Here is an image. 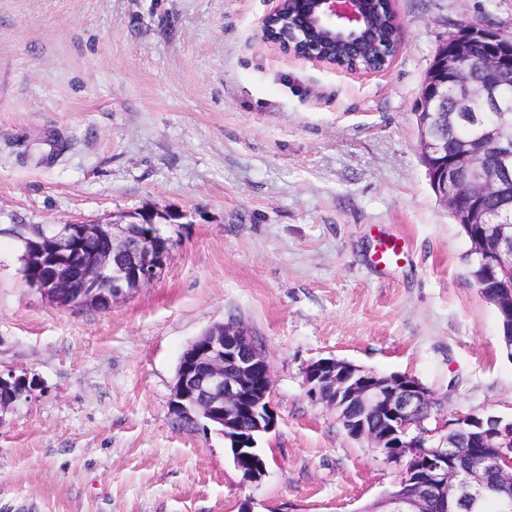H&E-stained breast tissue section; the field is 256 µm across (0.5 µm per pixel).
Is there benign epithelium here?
<instances>
[{
    "mask_svg": "<svg viewBox=\"0 0 512 512\" xmlns=\"http://www.w3.org/2000/svg\"><path fill=\"white\" fill-rule=\"evenodd\" d=\"M359 0H277L262 24V39L289 55L336 65L315 45H299L301 29L316 19L331 30L368 28L358 10ZM501 38L491 28L469 23L456 28L439 48L427 73L419 113V147L430 184L439 201L461 224L476 228L473 242L491 237L474 257L479 275L475 285L482 297L512 320V281H500L496 270L512 267V225L494 223L485 206L488 195L499 196L501 182L512 179V99L501 94L512 77V54L500 49ZM451 69H445L446 61ZM472 100L500 112L503 124L481 127L477 135L448 151V122ZM180 220L165 209L131 211L118 220L74 221L42 233L29 247L28 261L45 270L40 291L65 307L94 306L108 310L127 291L154 282L164 272L171 239L152 221L156 214ZM112 239V252L97 256L86 267L82 242ZM310 397L339 412L350 437L380 450L391 461L406 460L399 483L366 512H425L436 502L442 512H483L493 502L496 512H512V424L496 416L458 414L433 429L435 398L413 377L366 371L334 358L306 367ZM273 375L263 346L236 319L218 322L181 354L172 410L196 422L203 418L219 427L230 441L235 466L246 479L265 471L257 439L242 434V418L263 434L276 426L271 403ZM468 430L477 440V466L464 468L457 445ZM496 473L488 483L484 473Z\"/></svg>",
    "mask_w": 512,
    "mask_h": 512,
    "instance_id": "benign-epithelium-1",
    "label": "benign epithelium"
}]
</instances>
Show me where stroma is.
I'll return each mask as SVG.
<instances>
[{
  "label": "stroma",
  "instance_id": "obj_1",
  "mask_svg": "<svg viewBox=\"0 0 512 512\" xmlns=\"http://www.w3.org/2000/svg\"><path fill=\"white\" fill-rule=\"evenodd\" d=\"M273 0H0V512H360L402 464L307 395L335 358L419 380L441 416L512 419V358L470 243L422 164L416 112L464 20L512 0H394L401 45L361 75L261 38ZM166 207L168 266L110 311L60 309L21 236ZM382 239L396 263L375 265ZM237 318L273 370L266 472L171 409L186 346Z\"/></svg>",
  "mask_w": 512,
  "mask_h": 512
}]
</instances>
